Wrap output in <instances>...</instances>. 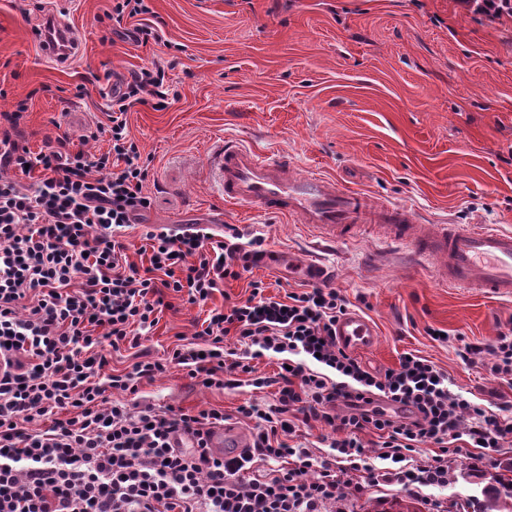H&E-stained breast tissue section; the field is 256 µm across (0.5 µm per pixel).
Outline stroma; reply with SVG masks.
<instances>
[{"label": "stroma", "instance_id": "35a3bbf8", "mask_svg": "<svg viewBox=\"0 0 512 512\" xmlns=\"http://www.w3.org/2000/svg\"><path fill=\"white\" fill-rule=\"evenodd\" d=\"M142 19L107 18L111 0H45L44 11L23 12L0 0V113L27 100L21 121L31 151L67 132L75 147L101 155L108 135L87 138L106 118L112 89L162 52L127 38L138 22L163 20L176 44L169 76L177 101L157 111L135 105L131 137L151 161L145 190L153 206L123 242L139 262L143 226L224 224L260 234L278 265L260 262L254 278L278 298L302 284L299 270L310 236L291 219L221 207L206 165L209 147L236 140L288 154L298 173L318 172L380 200L414 206L430 224H495L512 229V19L489 23L458 0H150ZM79 29L83 51L68 64L45 62L34 34L44 13ZM383 231L367 224L359 241L323 254L327 286L341 289L351 311L374 325L377 344L358 352L370 369L395 367L412 352L447 371L457 390L487 410L512 416V385L480 363L464 362L467 344L492 343L512 321V299L487 297L415 271L401 252L380 244ZM246 280L227 281L208 305L176 301L142 338L159 358L178 336H192L207 307L246 295ZM444 329L447 342L426 333ZM129 403L231 416L230 435L251 439L254 424L234 419L247 401L267 407L273 389L241 386L222 392L190 386L181 368L142 384ZM512 470V442L472 466L448 458L444 487L382 483L353 499L344 512H385L392 500H416L421 512H460L479 484Z\"/></svg>", "mask_w": 512, "mask_h": 512}]
</instances>
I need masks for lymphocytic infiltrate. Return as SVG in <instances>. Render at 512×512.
Here are the masks:
<instances>
[{"instance_id": "obj_1", "label": "lymphocytic infiltrate", "mask_w": 512, "mask_h": 512, "mask_svg": "<svg viewBox=\"0 0 512 512\" xmlns=\"http://www.w3.org/2000/svg\"><path fill=\"white\" fill-rule=\"evenodd\" d=\"M169 66L153 59L113 93L107 123L96 126L111 149L98 157L71 149L66 134L32 152L19 130L26 102L0 113V512H327L342 472L367 471L366 482L346 484L354 496L382 481L444 485L449 452L500 448L512 417L455 391L430 360L406 352L398 367L373 372L340 346L336 323L349 301L337 288L278 300L253 280L247 297L210 309L168 358L141 350L166 292L206 303L264 254L263 236L243 240L228 224L218 242L195 224L177 234L146 228L147 265L128 261L122 237L153 199L127 113L177 100ZM230 335L244 352L226 348ZM123 347L135 362L108 371V351ZM269 352L292 355L290 368L258 375L254 362ZM480 353L484 370L512 385V327L461 357ZM172 364L207 389L274 388L268 408L236 409L254 423L246 454L211 451L222 410L128 403ZM315 423L331 430L328 456L286 441ZM364 432L378 438L380 466H364ZM181 435L191 447H176ZM426 444L437 454L406 466Z\"/></svg>"}]
</instances>
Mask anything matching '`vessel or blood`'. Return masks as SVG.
<instances>
[{
	"label": "vessel or blood",
	"instance_id": "1",
	"mask_svg": "<svg viewBox=\"0 0 512 512\" xmlns=\"http://www.w3.org/2000/svg\"><path fill=\"white\" fill-rule=\"evenodd\" d=\"M39 41L43 59L69 62L80 52V32L58 16ZM208 166L225 203L289 217L327 244L355 240L358 225L385 227L386 242L404 251L413 267L432 268L452 288L476 289L512 298V231L490 224L423 222L411 205L371 203L319 173L301 175L282 154H263L236 142L211 153ZM338 342L351 350L371 347L376 332L366 318L349 313L336 324Z\"/></svg>",
	"mask_w": 512,
	"mask_h": 512
}]
</instances>
